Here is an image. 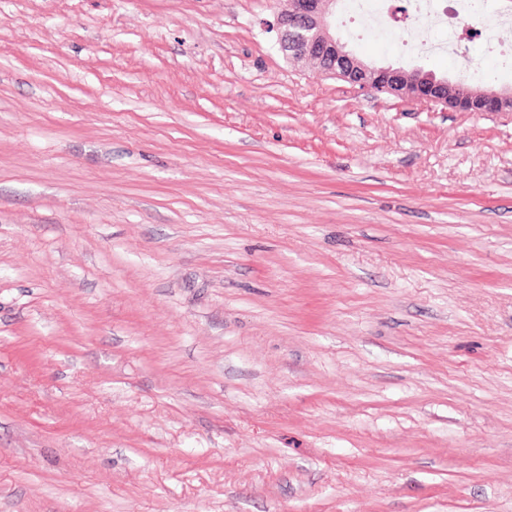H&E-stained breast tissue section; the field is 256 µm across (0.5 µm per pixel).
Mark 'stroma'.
<instances>
[{
	"label": "stroma",
	"instance_id": "1",
	"mask_svg": "<svg viewBox=\"0 0 512 512\" xmlns=\"http://www.w3.org/2000/svg\"><path fill=\"white\" fill-rule=\"evenodd\" d=\"M286 0H0V512H512V116L297 66ZM335 31L379 66L512 88Z\"/></svg>",
	"mask_w": 512,
	"mask_h": 512
}]
</instances>
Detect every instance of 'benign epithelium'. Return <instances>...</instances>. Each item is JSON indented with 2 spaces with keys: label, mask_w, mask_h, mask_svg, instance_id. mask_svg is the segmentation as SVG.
Here are the masks:
<instances>
[{
  "label": "benign epithelium",
  "mask_w": 512,
  "mask_h": 512,
  "mask_svg": "<svg viewBox=\"0 0 512 512\" xmlns=\"http://www.w3.org/2000/svg\"><path fill=\"white\" fill-rule=\"evenodd\" d=\"M287 2L288 7L277 14L274 26L281 50L293 61L320 64L327 75L358 91L380 88L429 109L512 115V89H478L459 97L454 93L456 84L446 77L419 68L378 67L357 58L332 29L337 0Z\"/></svg>",
  "instance_id": "obj_1"
}]
</instances>
